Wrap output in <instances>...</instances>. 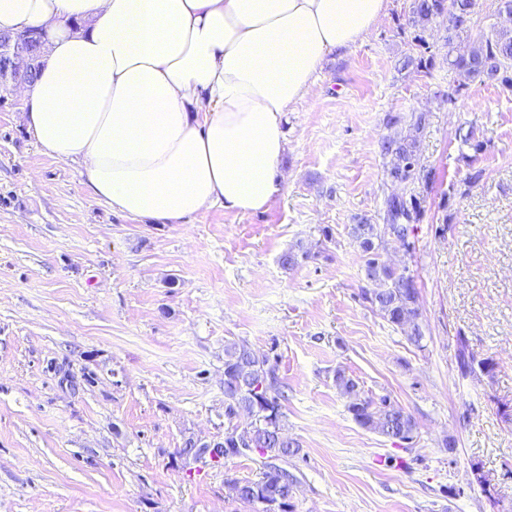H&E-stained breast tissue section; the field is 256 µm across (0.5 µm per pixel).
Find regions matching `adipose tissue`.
Wrapping results in <instances>:
<instances>
[{
    "label": "adipose tissue",
    "instance_id": "1",
    "mask_svg": "<svg viewBox=\"0 0 512 512\" xmlns=\"http://www.w3.org/2000/svg\"><path fill=\"white\" fill-rule=\"evenodd\" d=\"M387 0H0V33L44 37L19 94L42 154L92 196L181 224L282 194L285 117Z\"/></svg>",
    "mask_w": 512,
    "mask_h": 512
}]
</instances>
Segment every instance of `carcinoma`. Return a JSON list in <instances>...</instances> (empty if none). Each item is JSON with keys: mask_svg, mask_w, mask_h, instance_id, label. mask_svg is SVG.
Returning <instances> with one entry per match:
<instances>
[{"mask_svg": "<svg viewBox=\"0 0 512 512\" xmlns=\"http://www.w3.org/2000/svg\"><path fill=\"white\" fill-rule=\"evenodd\" d=\"M481 0H414L402 29L409 30L412 41L425 50L430 49L426 33L445 21L448 45V71L454 74L448 82V100L456 99L472 82H495L512 92V28L490 26L479 45L466 49L461 36L481 22ZM426 118L411 116L408 132L387 135L380 142L383 156L389 158L386 179L393 183L411 182L420 172L419 137ZM420 202L413 196H390L384 201V223L372 224L365 217L349 226V234L358 244L362 256L361 299L388 323L401 328L407 340L420 345L424 336L419 303V287L409 268L394 267L381 259V252L392 242L412 250L408 240L418 220ZM329 258L326 251L313 252L296 244L280 257L281 266L291 269L303 262ZM480 370L491 372L493 365L486 360L474 363L464 337L458 338V369L467 376ZM337 390L349 399L348 411L363 428L390 439L412 443L417 431L414 418L388 395L362 397L356 381L342 369L336 370ZM287 400L278 373V363L260 355L247 342L224 345V415L233 419L244 412L251 422L238 429L233 426L224 432V447L231 456L257 453L274 459L295 455L299 444L284 438L280 432L282 402ZM295 488L294 477L273 463L265 465L256 480H235L231 489L241 502L258 507L257 512H292Z\"/></svg>", "mask_w": 512, "mask_h": 512, "instance_id": "cac0c4a2", "label": "carcinoma"}]
</instances>
